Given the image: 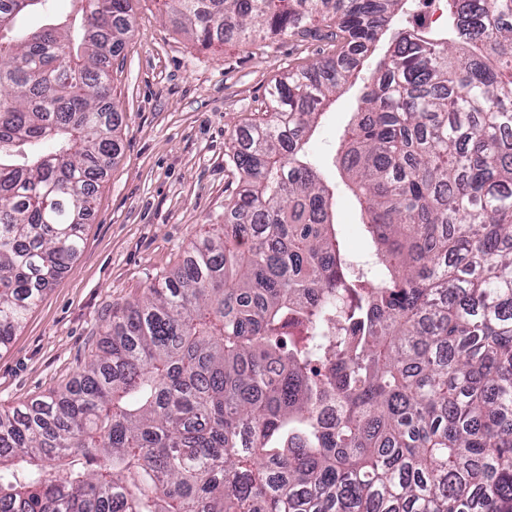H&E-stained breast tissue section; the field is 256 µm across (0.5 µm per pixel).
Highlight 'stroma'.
Masks as SVG:
<instances>
[{"instance_id":"stroma-1","label":"stroma","mask_w":512,"mask_h":512,"mask_svg":"<svg viewBox=\"0 0 512 512\" xmlns=\"http://www.w3.org/2000/svg\"><path fill=\"white\" fill-rule=\"evenodd\" d=\"M132 26L110 76L118 152L97 182L78 259L0 350V409L71 381L113 309L178 268L223 220L237 188L227 157L237 130L265 111L276 80L336 51L309 33L206 48L167 21L162 0H133ZM357 105V90L343 94L307 144L334 182L336 151Z\"/></svg>"}]
</instances>
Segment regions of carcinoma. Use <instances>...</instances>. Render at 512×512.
Wrapping results in <instances>:
<instances>
[{"instance_id":"carcinoma-1","label":"carcinoma","mask_w":512,"mask_h":512,"mask_svg":"<svg viewBox=\"0 0 512 512\" xmlns=\"http://www.w3.org/2000/svg\"><path fill=\"white\" fill-rule=\"evenodd\" d=\"M74 2L0 0V348L117 151L131 0ZM163 2L205 47L329 16L336 54L239 128L224 225L112 312L79 379L0 411V512H512V0H448L437 33L392 30L408 0ZM355 86L335 161L360 255L305 149Z\"/></svg>"}]
</instances>
